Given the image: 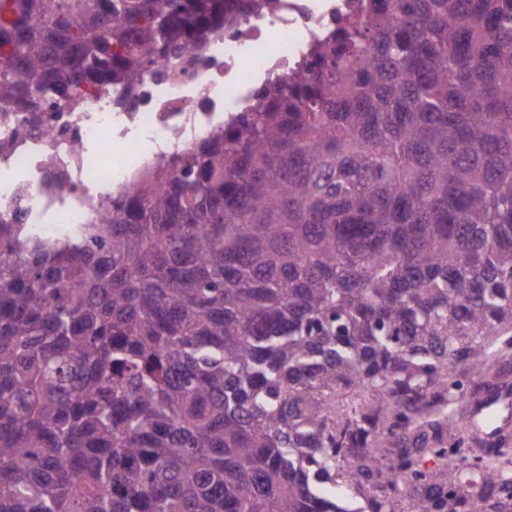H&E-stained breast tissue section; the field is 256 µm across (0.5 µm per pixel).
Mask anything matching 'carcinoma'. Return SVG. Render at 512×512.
<instances>
[{"mask_svg":"<svg viewBox=\"0 0 512 512\" xmlns=\"http://www.w3.org/2000/svg\"><path fill=\"white\" fill-rule=\"evenodd\" d=\"M227 0H0V103L185 69ZM512 0H354L85 234L0 224V512H512Z\"/></svg>","mask_w":512,"mask_h":512,"instance_id":"carcinoma-1","label":"carcinoma"}]
</instances>
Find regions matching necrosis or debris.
<instances>
[{
    "label": "necrosis or debris",
    "instance_id": "necrosis-or-debris-1",
    "mask_svg": "<svg viewBox=\"0 0 512 512\" xmlns=\"http://www.w3.org/2000/svg\"><path fill=\"white\" fill-rule=\"evenodd\" d=\"M351 0H262L210 35L185 74L80 89L42 112L0 108V224L51 242L96 223L145 172L180 155L287 74Z\"/></svg>",
    "mask_w": 512,
    "mask_h": 512
}]
</instances>
